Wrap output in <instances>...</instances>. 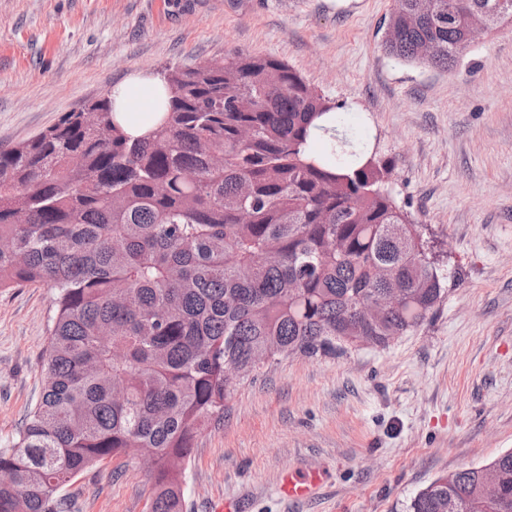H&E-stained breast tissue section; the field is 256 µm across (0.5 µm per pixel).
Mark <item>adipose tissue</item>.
<instances>
[{
    "label": "adipose tissue",
    "mask_w": 512,
    "mask_h": 512,
    "mask_svg": "<svg viewBox=\"0 0 512 512\" xmlns=\"http://www.w3.org/2000/svg\"><path fill=\"white\" fill-rule=\"evenodd\" d=\"M165 88L160 78L138 74L113 86L112 120L126 135L140 138L161 122Z\"/></svg>",
    "instance_id": "1"
}]
</instances>
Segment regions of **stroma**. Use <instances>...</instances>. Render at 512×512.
<instances>
[{
    "label": "stroma",
    "mask_w": 512,
    "mask_h": 512,
    "mask_svg": "<svg viewBox=\"0 0 512 512\" xmlns=\"http://www.w3.org/2000/svg\"><path fill=\"white\" fill-rule=\"evenodd\" d=\"M392 0H0V150L160 75L236 53L272 57L336 102V117L391 175L421 224L448 295L387 346L343 345L261 367L197 438L185 512L237 498L245 512H402L434 479L512 449V28L453 72L394 60ZM54 316L49 289L0 291V448L38 402ZM324 474L279 492L285 469ZM133 453L68 483L70 512H149ZM322 479L321 472L314 471L310 476H299L287 470L283 475L280 491L290 500H303L312 494Z\"/></svg>",
    "instance_id": "35a3bbf8"
}]
</instances>
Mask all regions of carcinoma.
<instances>
[{
	"label": "carcinoma",
	"mask_w": 512,
	"mask_h": 512,
	"mask_svg": "<svg viewBox=\"0 0 512 512\" xmlns=\"http://www.w3.org/2000/svg\"><path fill=\"white\" fill-rule=\"evenodd\" d=\"M474 13L491 33L512 27V0H393L382 47L451 72ZM163 82L148 137H126L107 97L0 150V289L38 285L55 307L41 400L0 448V512H68L63 487L132 449L153 463L151 512H184L196 436L224 420L256 354L385 346L447 293L385 165L345 137L321 162L303 156L336 104L292 67L236 54ZM393 285L399 307L359 318ZM406 509L512 512V451L435 479Z\"/></svg>",
	"instance_id": "obj_1"
}]
</instances>
